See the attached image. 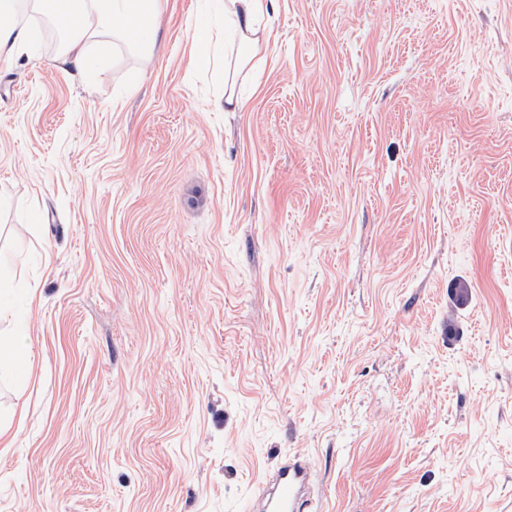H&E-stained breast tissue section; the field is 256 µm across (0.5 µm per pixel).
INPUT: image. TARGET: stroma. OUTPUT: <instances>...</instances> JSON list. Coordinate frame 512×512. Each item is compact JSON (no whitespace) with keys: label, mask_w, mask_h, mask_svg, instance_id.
I'll return each mask as SVG.
<instances>
[{"label":"stroma","mask_w":512,"mask_h":512,"mask_svg":"<svg viewBox=\"0 0 512 512\" xmlns=\"http://www.w3.org/2000/svg\"><path fill=\"white\" fill-rule=\"evenodd\" d=\"M216 22L0 61V512H512V0H276L236 112ZM29 351L30 346L26 336L20 333L13 334L8 339L0 336V371H7L22 378L25 366L29 363L26 357ZM312 469L301 456L263 476L251 500L255 512H315L316 500L310 496Z\"/></svg>","instance_id":"35a3bbf8"}]
</instances>
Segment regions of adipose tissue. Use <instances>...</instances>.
I'll return each instance as SVG.
<instances>
[{"mask_svg":"<svg viewBox=\"0 0 512 512\" xmlns=\"http://www.w3.org/2000/svg\"><path fill=\"white\" fill-rule=\"evenodd\" d=\"M165 0H0V55L6 60L20 56L34 57L37 38L28 27L16 21L22 6L45 15H59L67 20L68 37L57 62L74 76L87 80L93 70L104 64L94 44L112 37L130 43L142 61H150L158 38L155 24ZM221 26L229 33L234 51L224 60V111H238L239 75L254 68L269 39L266 21L275 0H219Z\"/></svg>","mask_w":512,"mask_h":512,"instance_id":"adipose-tissue-1","label":"adipose tissue"}]
</instances>
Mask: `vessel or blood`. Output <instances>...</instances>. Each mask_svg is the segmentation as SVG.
<instances>
[{
    "mask_svg": "<svg viewBox=\"0 0 512 512\" xmlns=\"http://www.w3.org/2000/svg\"><path fill=\"white\" fill-rule=\"evenodd\" d=\"M312 469L296 456L263 476L253 493L252 512H315L310 495Z\"/></svg>",
    "mask_w": 512,
    "mask_h": 512,
    "instance_id": "obj_1",
    "label": "vessel or blood"
}]
</instances>
